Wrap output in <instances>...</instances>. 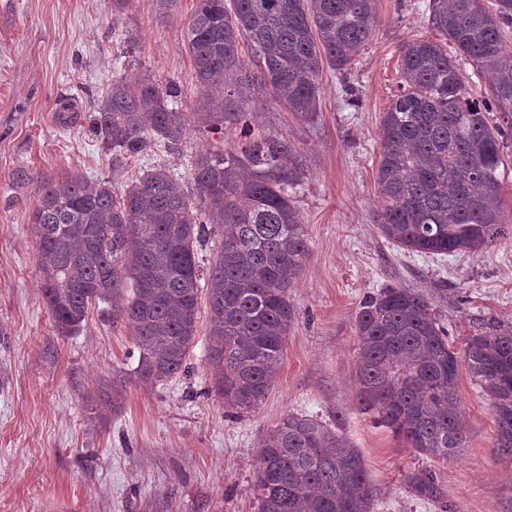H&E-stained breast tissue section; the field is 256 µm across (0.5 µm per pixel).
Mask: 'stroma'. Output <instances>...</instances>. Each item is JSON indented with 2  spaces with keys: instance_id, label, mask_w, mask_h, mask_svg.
I'll return each mask as SVG.
<instances>
[{
  "instance_id": "35a3bbf8",
  "label": "stroma",
  "mask_w": 512,
  "mask_h": 512,
  "mask_svg": "<svg viewBox=\"0 0 512 512\" xmlns=\"http://www.w3.org/2000/svg\"><path fill=\"white\" fill-rule=\"evenodd\" d=\"M195 0L161 17L154 0H131L120 21L112 0H0V512H258L256 454L289 413L339 427L364 456L376 487L372 512H512V459L500 455L486 395L460 369L467 442L451 462H427L373 415L359 411L355 320L366 296L394 285L422 293L454 350L466 337L512 330V240L480 252L425 256L378 228L380 128L400 83L399 48L437 39L422 0H375L373 37L352 68L324 69L319 119L303 125L271 101L251 110L260 127L291 141L305 170L295 195L310 255L290 291L295 318L272 390L244 413L210 390V324L200 317L186 371L151 386L134 368L127 324L90 307L80 330L57 332L36 269L29 221L36 183L113 176L89 115L113 73L176 81L186 111L202 94L187 49ZM127 31V56L112 36ZM360 98L347 106L343 85ZM78 117L58 119V103ZM210 143L188 131L155 162L191 182ZM428 467L441 491L419 500L407 475Z\"/></svg>"
}]
</instances>
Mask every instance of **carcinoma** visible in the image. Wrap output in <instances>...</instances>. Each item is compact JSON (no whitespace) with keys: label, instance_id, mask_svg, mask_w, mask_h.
I'll return each mask as SVG.
<instances>
[{"label":"carcinoma","instance_id":"carcinoma-1","mask_svg":"<svg viewBox=\"0 0 512 512\" xmlns=\"http://www.w3.org/2000/svg\"><path fill=\"white\" fill-rule=\"evenodd\" d=\"M425 14L443 39L400 47L397 94L381 121L376 184L379 230L394 245L454 256L512 238L502 223L501 143L512 132V0H428ZM374 0H196L187 48L205 102L183 111L174 80L113 76L91 116L94 136L112 153V175L128 161L179 148L190 124L214 136L239 131L242 146H218L195 167L189 192L160 166L117 194L109 177L73 172L61 179L17 172L39 184L30 214L36 266L55 327H81L90 306L105 304L133 331L135 372L148 385L186 368L208 291V363L224 405L249 411L272 388L295 317L289 290L309 256L294 201L304 178L288 139L260 130L249 108L265 94L313 126L323 65L348 70L369 43ZM251 55H242L241 44ZM491 74L489 99L467 96L448 47ZM496 111L506 121L489 120ZM218 215L221 229L208 227ZM219 235L207 278L197 246ZM358 404L431 461H453L467 427L456 388L465 364L487 395L496 448L512 456V331L463 341V357L427 298L387 286L356 317ZM411 492L435 498L431 469L407 475ZM259 512H371L373 486L361 451L339 429L289 413L260 444Z\"/></svg>","mask_w":512,"mask_h":512}]
</instances>
